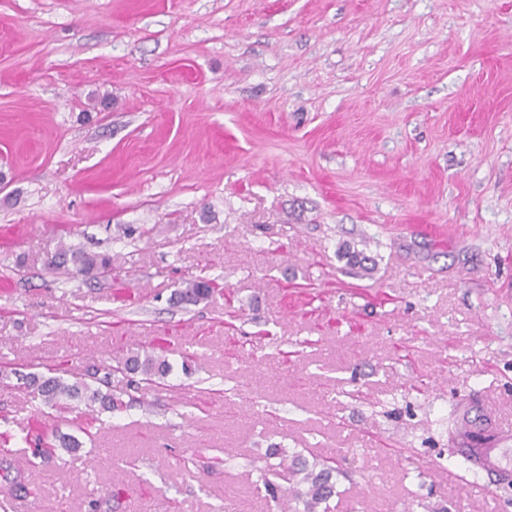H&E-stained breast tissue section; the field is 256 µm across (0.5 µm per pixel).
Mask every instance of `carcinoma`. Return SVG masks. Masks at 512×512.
<instances>
[{
    "mask_svg": "<svg viewBox=\"0 0 512 512\" xmlns=\"http://www.w3.org/2000/svg\"><path fill=\"white\" fill-rule=\"evenodd\" d=\"M49 265L56 270H73L78 274L102 276L112 270V258L73 251L62 246L51 257ZM211 292V282L198 278L187 282L186 287L178 292V298L184 304L195 305L206 299ZM104 370V376L97 379V388L84 381L67 383L58 376L31 374L25 377V380L45 402L53 406H63L71 400H83L90 406L96 404L103 411L114 412L124 407V401L121 398L123 390L112 388V374L124 375L127 378V386L137 389L142 383L153 384L165 378L170 372V365L164 358L151 351L136 349L128 351L117 365H108ZM58 448L75 453L82 448V442L73 435L60 434L55 437L54 444L45 448L41 437L37 436L32 457L47 459L55 455ZM269 457L280 458L277 463H266L263 469L264 485L272 497H277L278 489L271 481V477L286 474L288 480L292 482L291 499L303 506V510L296 509L294 512H330L329 501L337 494L336 467L325 463L310 466L299 457L288 464L282 461L284 453L277 450L270 453Z\"/></svg>",
    "mask_w": 512,
    "mask_h": 512,
    "instance_id": "obj_1",
    "label": "carcinoma"
}]
</instances>
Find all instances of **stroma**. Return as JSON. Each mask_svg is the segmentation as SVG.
I'll return each mask as SVG.
<instances>
[{
    "mask_svg": "<svg viewBox=\"0 0 512 512\" xmlns=\"http://www.w3.org/2000/svg\"><path fill=\"white\" fill-rule=\"evenodd\" d=\"M0 179V496L285 512L282 448L345 454L331 512H512L462 454L512 436V0H0ZM138 347L120 412L25 381ZM69 264L72 265V271L74 270L76 273L83 275L103 276L109 271L112 272L111 257L73 251L61 245L57 253L51 257L49 265L56 270L63 269L69 272ZM212 290L209 280L198 278L187 282L186 287L178 292V298L181 303L195 305L206 299ZM43 442L40 435L35 437L32 457L43 458L44 460L55 455L56 449L61 448L69 453H75L82 448V442L73 435L59 434L55 437V443L50 448H42Z\"/></svg>",
    "mask_w": 512,
    "mask_h": 512,
    "instance_id": "35a3bbf8",
    "label": "stroma"
}]
</instances>
